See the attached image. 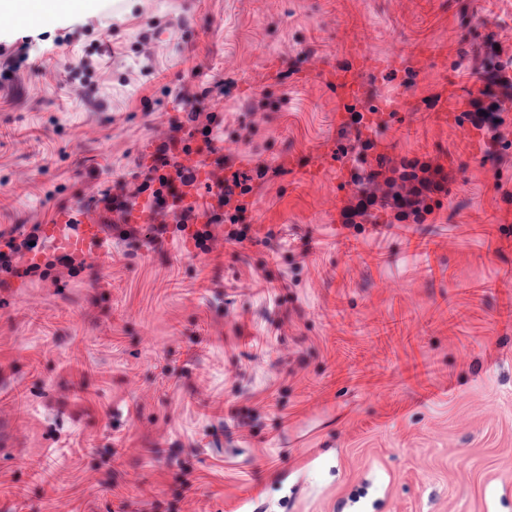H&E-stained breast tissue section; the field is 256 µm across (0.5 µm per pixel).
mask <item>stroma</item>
<instances>
[{"label": "stroma", "instance_id": "35a3bbf8", "mask_svg": "<svg viewBox=\"0 0 512 512\" xmlns=\"http://www.w3.org/2000/svg\"><path fill=\"white\" fill-rule=\"evenodd\" d=\"M488 36L512 50V0H89L0 31V239L49 264L0 265V512H512V111L474 153L462 57ZM393 96L372 155L441 161L448 194L341 223L345 111ZM204 126L250 187L207 248L102 208L154 177L142 142ZM60 207L109 260L55 259Z\"/></svg>", "mask_w": 512, "mask_h": 512}]
</instances>
